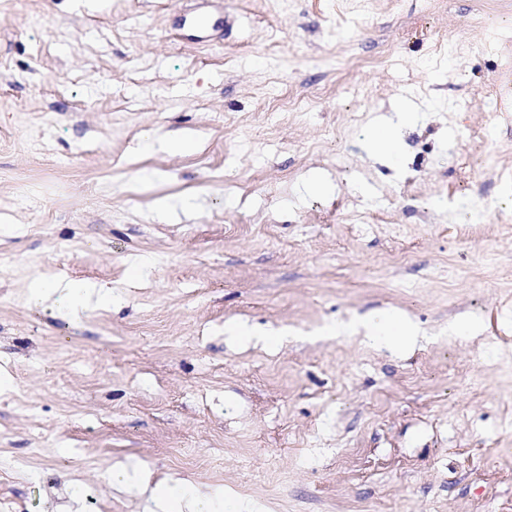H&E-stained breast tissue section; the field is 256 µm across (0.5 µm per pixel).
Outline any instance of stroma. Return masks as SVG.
<instances>
[{"label":"stroma","mask_w":512,"mask_h":512,"mask_svg":"<svg viewBox=\"0 0 512 512\" xmlns=\"http://www.w3.org/2000/svg\"><path fill=\"white\" fill-rule=\"evenodd\" d=\"M199 3L0 0V512H512V0ZM379 136L375 141L378 155L386 162L396 164L402 159V141L398 130L388 122L380 123ZM59 291L65 293L75 310L88 306L110 307L114 301L112 288H97L89 283L61 285L57 282L37 281L30 293L36 301L52 305ZM364 328L374 336H382L388 341L401 343L414 336L408 321L400 314L392 311L373 313L363 320ZM143 490L149 491L150 499L161 512H212L211 499L206 495L195 496L186 491V485L180 479H166L155 483L143 482ZM186 510V511H185Z\"/></svg>","instance_id":"obj_1"}]
</instances>
